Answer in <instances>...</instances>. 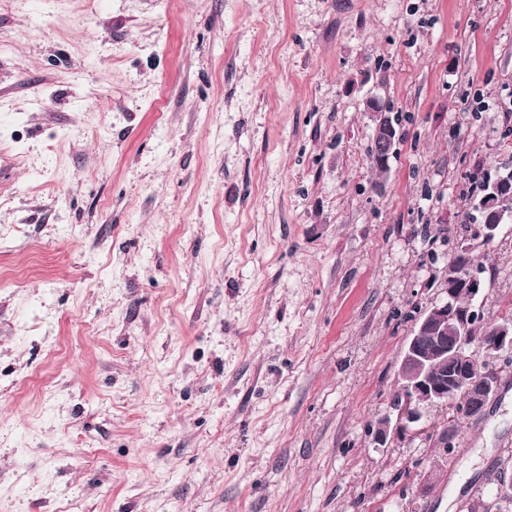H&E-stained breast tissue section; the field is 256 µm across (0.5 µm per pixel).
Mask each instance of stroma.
Instances as JSON below:
<instances>
[{"mask_svg": "<svg viewBox=\"0 0 512 512\" xmlns=\"http://www.w3.org/2000/svg\"><path fill=\"white\" fill-rule=\"evenodd\" d=\"M511 103L512 0H0V512L492 502L505 357L483 416L394 420ZM475 255L512 318V223ZM367 109L372 114L374 122L373 139L376 144L375 156H373V146L370 150V158L374 168L382 172V168L376 166L373 157L385 163L395 152L397 140V130L394 126L390 112L376 98H372L367 102Z\"/></svg>", "mask_w": 512, "mask_h": 512, "instance_id": "1", "label": "stroma"}]
</instances>
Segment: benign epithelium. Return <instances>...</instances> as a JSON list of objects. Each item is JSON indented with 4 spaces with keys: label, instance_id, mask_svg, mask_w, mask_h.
<instances>
[{
    "label": "benign epithelium",
    "instance_id": "7a95c632",
    "mask_svg": "<svg viewBox=\"0 0 512 512\" xmlns=\"http://www.w3.org/2000/svg\"><path fill=\"white\" fill-rule=\"evenodd\" d=\"M367 109L374 122L375 158L385 163L395 152L397 130L390 112L378 99H370ZM504 184V176L495 175L481 198L484 223L479 225L476 236L483 242L492 240L500 225L512 222V212L501 207ZM458 288L467 289L470 297V305L460 313L453 304ZM482 289L480 272L471 269L463 273L448 264L446 298L420 316L402 353L398 368L399 420L406 424L418 422L422 409L428 405L455 406L459 414L478 417L497 396L500 376L485 367L480 354L512 355V319L489 325L485 336L472 340L467 330L479 321L476 301ZM437 483V469L432 466L421 475L418 494L432 492Z\"/></svg>",
    "mask_w": 512,
    "mask_h": 512
}]
</instances>
